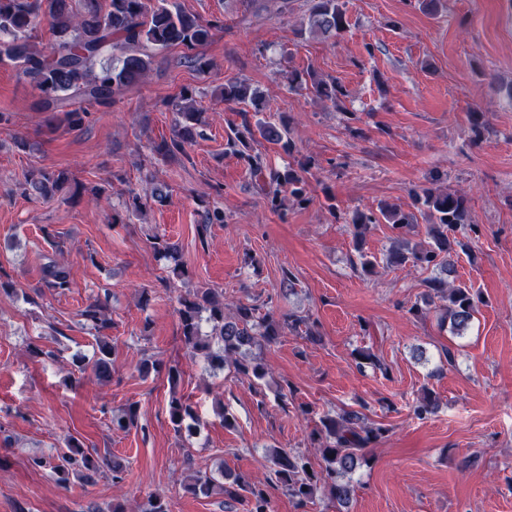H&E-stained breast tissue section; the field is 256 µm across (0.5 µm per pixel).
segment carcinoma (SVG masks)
<instances>
[{"mask_svg": "<svg viewBox=\"0 0 512 512\" xmlns=\"http://www.w3.org/2000/svg\"><path fill=\"white\" fill-rule=\"evenodd\" d=\"M44 21L50 24L56 41L48 48H37L30 44L31 34ZM346 26L342 0H312L310 32L336 39ZM222 28L224 20L203 19L179 9L170 0H0V60L13 62L20 78L39 92L41 110L62 112L70 126L78 127L83 121L82 104H114L124 88L140 81L151 70L160 50L180 48L187 66L206 68L208 63L199 49ZM115 49L121 54L112 56L111 64L97 66L101 57ZM291 82L297 88L312 83L317 97L323 100L335 102L344 95L343 88L334 81H309L295 72ZM221 97L228 106L255 104L258 92L245 80L230 79L221 87ZM170 105L178 114V122L172 137L156 145L155 152L174 161L186 154V146L200 134L204 112L196 107L192 92L186 88ZM259 138L290 154L295 149L290 130L282 122L260 121L254 129L246 123L242 131L231 130L226 150L242 159L250 174L258 178L264 175L265 166L262 155L252 153L251 143ZM307 170L308 163L303 162L296 169L269 172L272 209L280 208L284 192L300 204L309 201L303 176ZM146 182L149 186L131 193L125 214H112V222L137 217L163 197L159 186L151 184L149 178ZM25 185L41 196L63 193L75 201L81 195L79 184L72 183L65 170L32 169L25 174ZM415 200L431 221L428 241L414 246L404 242L390 251L387 261L431 272L425 281L424 303H442L441 324L448 325L451 334L461 336L474 320L480 301L473 288L460 280L456 268L458 251L467 248L464 238L478 232L470 199L458 191L427 187L415 194ZM201 219L199 232L204 234L211 225L224 223V211L207 209ZM382 219L405 234L413 228L415 215L389 204L380 205L376 213L353 212L349 224L353 228L357 266L366 275L374 273L376 261L363 251V237L371 225ZM151 247L159 258L173 263V274H185L175 244L155 234L151 236ZM42 279L47 287L62 291L69 288L70 270L66 264L51 259L42 267ZM107 300L106 295L97 296L79 313L85 326L98 333L93 366L101 380L111 378L114 354L113 346L99 336L111 328V320L106 317ZM176 313L184 344L192 355L202 357L212 367H228L249 379L262 380L268 374L267 367L249 357L251 350L272 345L284 331L294 332L311 343L321 340L308 317L293 313L277 316L271 310L263 311V306L254 302L238 300L226 304L224 292L212 288H198L178 298ZM205 323L211 330H204ZM363 408L362 403L358 410L342 409L321 418V427L312 433L320 457L316 466L303 454L274 451L270 455V483L284 489L298 506L313 500L322 488L336 504L347 506L353 493L351 474L365 460L366 451L389 432L381 424L368 422ZM437 409L435 397L427 392L417 399L413 413L424 419ZM170 416L174 430L179 433H193L199 426L193 407L179 398H172ZM136 425L137 412L133 407L112 419V426L119 430ZM52 469L58 482L65 485L73 478L92 483L101 472L99 462L88 456L73 437L66 440V448ZM183 488L195 496H208L217 488L226 499L242 505L244 512H273L267 489L242 474L224 473L221 485L206 475L191 474Z\"/></svg>", "mask_w": 512, "mask_h": 512, "instance_id": "cac0c4a2", "label": "carcinoma"}]
</instances>
